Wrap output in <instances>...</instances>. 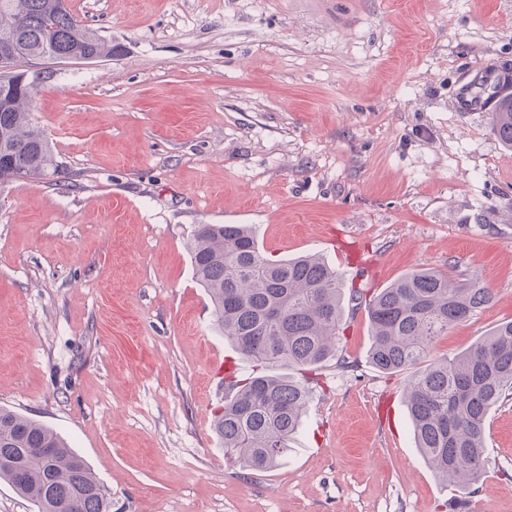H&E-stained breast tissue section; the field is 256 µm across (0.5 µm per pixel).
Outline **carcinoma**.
<instances>
[{
  "label": "carcinoma",
  "instance_id": "carcinoma-1",
  "mask_svg": "<svg viewBox=\"0 0 512 512\" xmlns=\"http://www.w3.org/2000/svg\"><path fill=\"white\" fill-rule=\"evenodd\" d=\"M16 34L33 55H117L65 0H0V36ZM34 85L0 84L11 104L0 112V171L13 179H65L51 145L31 118ZM491 129L512 150V93L494 98ZM194 277L214 308L215 325L253 372L227 384L213 430L226 453L253 471L274 468L298 433L315 379L268 372L273 366L313 371L336 356L345 291L335 269L316 255L272 260L247 224H198L189 243ZM492 299L476 281L436 271L407 273L369 298V359L383 374L409 372L407 407L417 448L435 473L463 491L484 474L486 421L512 399V321L464 353L427 362L435 339ZM0 481L35 512H110L106 487L86 460L53 429L0 407Z\"/></svg>",
  "mask_w": 512,
  "mask_h": 512
}]
</instances>
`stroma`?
<instances>
[{
    "instance_id": "obj_1",
    "label": "stroma",
    "mask_w": 512,
    "mask_h": 512,
    "mask_svg": "<svg viewBox=\"0 0 512 512\" xmlns=\"http://www.w3.org/2000/svg\"><path fill=\"white\" fill-rule=\"evenodd\" d=\"M123 52L52 70L32 119L67 179L0 188V407L84 457L111 512H455L417 448L405 375L378 372L366 309L275 468L212 419L221 363L188 243L249 224L271 259L320 255L373 294L414 270L492 301L431 360L512 320V150L475 82L512 65V0H69ZM468 496L512 512V400Z\"/></svg>"
}]
</instances>
